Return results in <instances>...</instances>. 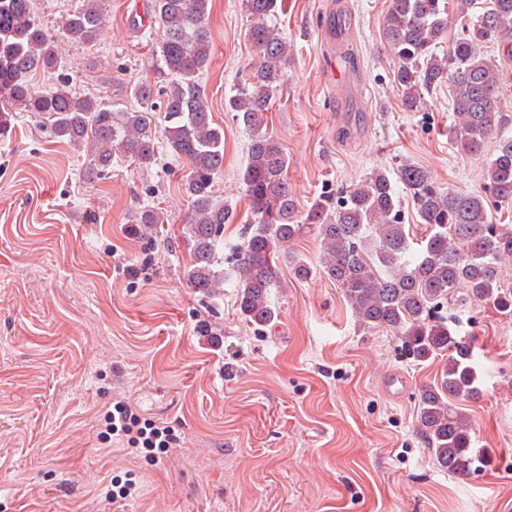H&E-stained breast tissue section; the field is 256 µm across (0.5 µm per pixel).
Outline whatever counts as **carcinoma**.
<instances>
[{
    "label": "carcinoma",
    "instance_id": "carcinoma-1",
    "mask_svg": "<svg viewBox=\"0 0 512 512\" xmlns=\"http://www.w3.org/2000/svg\"><path fill=\"white\" fill-rule=\"evenodd\" d=\"M250 19L245 37L255 59L225 101L227 111L249 135L248 160L241 173L253 219L231 244V268L224 269V225L228 205L214 195L224 173V128L214 124L200 75L211 60L209 0H154L161 29L159 61L169 77L162 91V137L172 155L185 163L184 190L190 209L183 238L188 260L186 284L210 299L224 296V283L236 288V309L247 324L269 326L277 317L270 294L281 287L277 254H288L298 238L314 234L318 265L294 262L292 274L306 279L323 274L336 283L357 323L388 330L403 339L421 362L446 359L437 383L421 390L418 425L436 463L467 476L482 461L474 447L469 419L454 402L477 394L476 360L471 345L432 310L463 289L476 301L512 312V288L498 278V265L512 258V225L494 216L483 195L446 189L426 168L412 163L396 176L410 195L425 238L410 239L401 222L400 200L385 170H375L347 190L342 200L324 192L299 210L288 183V154L269 134L271 110L290 60L291 46L273 23L278 0H243ZM105 0H82L63 22L65 39L93 46L104 32ZM447 0H391L384 18L388 47L397 62L396 84L406 108L448 81L454 119L451 144L471 155L512 116L500 111L499 70L484 55L490 42L509 45L512 0H488L467 33L448 42ZM59 66V47L33 15L32 0H0V135L10 128L9 113L28 112L47 122L60 140L86 151V178L112 168L121 154L149 167L155 161L158 117L154 86L134 84L137 107L117 110L76 95L66 83L42 91L32 84L40 71ZM483 187L495 199L512 203V138L498 140L481 171ZM164 223L163 212L140 210L133 231Z\"/></svg>",
    "mask_w": 512,
    "mask_h": 512
}]
</instances>
